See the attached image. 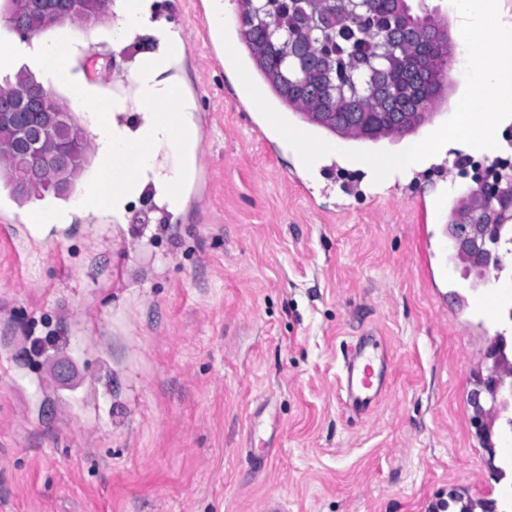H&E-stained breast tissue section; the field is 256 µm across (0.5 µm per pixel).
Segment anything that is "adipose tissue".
<instances>
[{"instance_id": "obj_1", "label": "adipose tissue", "mask_w": 512, "mask_h": 512, "mask_svg": "<svg viewBox=\"0 0 512 512\" xmlns=\"http://www.w3.org/2000/svg\"><path fill=\"white\" fill-rule=\"evenodd\" d=\"M153 0H115L116 19L109 33L114 49H121L136 37L148 36L154 48L136 59L127 78L137 91L145 93L146 103L133 104L131 99L116 95L92 110L95 142L104 160L102 167L80 186L73 207L58 209L34 203L29 221L33 224H68L77 212H85L87 198L101 181L112 184L106 209L118 221H125L127 205L153 190L157 200L181 210L182 203L173 199L175 185L185 184L194 175L198 132L194 105L172 69L184 56V44L178 35L169 33L164 22L153 13ZM82 44L66 35L53 39L33 37L18 45L0 35V72L11 69L18 57L35 65L45 85L67 82L73 102L85 106L92 93L82 75L72 73L59 79L61 61L80 52ZM150 149H142V142ZM132 175H125V168Z\"/></svg>"}]
</instances>
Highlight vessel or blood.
<instances>
[{
	"label": "vessel or blood",
	"mask_w": 512,
	"mask_h": 512,
	"mask_svg": "<svg viewBox=\"0 0 512 512\" xmlns=\"http://www.w3.org/2000/svg\"><path fill=\"white\" fill-rule=\"evenodd\" d=\"M511 298L512 283H499L478 301L477 310L484 318L493 319L502 303ZM390 373L387 345L374 331H365L347 345L339 374L345 410L354 417L370 415L388 391Z\"/></svg>",
	"instance_id": "b4317fda"
}]
</instances>
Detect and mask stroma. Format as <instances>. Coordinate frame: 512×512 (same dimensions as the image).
Here are the masks:
<instances>
[{"label": "stroma", "mask_w": 512, "mask_h": 512, "mask_svg": "<svg viewBox=\"0 0 512 512\" xmlns=\"http://www.w3.org/2000/svg\"><path fill=\"white\" fill-rule=\"evenodd\" d=\"M185 22L176 68L205 126L181 216L152 195L120 224L100 213L33 227L0 197V512H429L437 494L496 499L512 470L490 458L501 404L483 389L494 335L483 285L455 259V161L475 179L500 152L449 150L415 172L434 210L396 181L347 195L361 172L302 177L246 111L218 59L204 0H161ZM376 329L387 394L348 418L347 344ZM71 366L58 382V361Z\"/></svg>", "instance_id": "1"}]
</instances>
